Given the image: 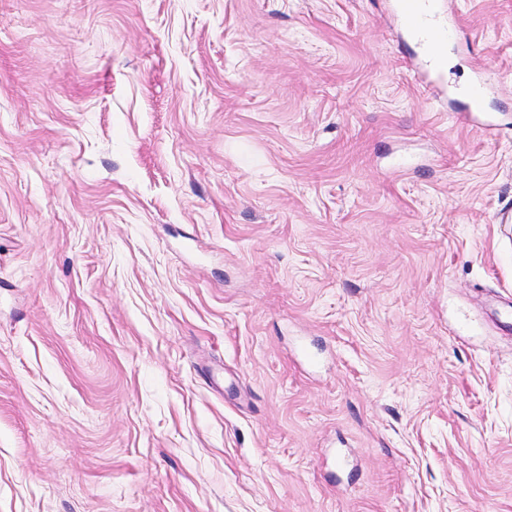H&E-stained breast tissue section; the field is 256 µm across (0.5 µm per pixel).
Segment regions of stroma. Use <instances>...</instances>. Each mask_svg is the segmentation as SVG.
I'll use <instances>...</instances> for the list:
<instances>
[{"mask_svg": "<svg viewBox=\"0 0 512 512\" xmlns=\"http://www.w3.org/2000/svg\"><path fill=\"white\" fill-rule=\"evenodd\" d=\"M395 3L0 0V512H512V0Z\"/></svg>", "mask_w": 512, "mask_h": 512, "instance_id": "1", "label": "stroma"}]
</instances>
